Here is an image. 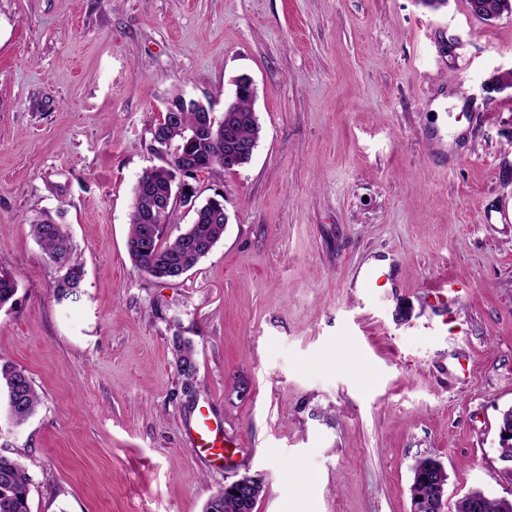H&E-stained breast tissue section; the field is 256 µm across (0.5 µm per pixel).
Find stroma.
<instances>
[{"instance_id":"stroma-1","label":"stroma","mask_w":512,"mask_h":512,"mask_svg":"<svg viewBox=\"0 0 512 512\" xmlns=\"http://www.w3.org/2000/svg\"><path fill=\"white\" fill-rule=\"evenodd\" d=\"M510 70L512 15L467 0H0V365L41 397L0 454L30 512H203L244 474L255 512H411L427 455L446 512L512 500ZM242 73L257 148L194 183L223 195L224 235L154 279L126 251L151 130L178 91L222 114ZM46 213L83 269L74 303L30 234ZM203 413L228 461L198 448ZM511 0H467L470 13L483 20L490 22L500 18L504 13H512ZM172 350L179 376L183 381L184 390L194 389L197 366L194 357V347L190 339L176 334L172 337Z\"/></svg>"}]
</instances>
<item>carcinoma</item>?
<instances>
[{"mask_svg": "<svg viewBox=\"0 0 512 512\" xmlns=\"http://www.w3.org/2000/svg\"><path fill=\"white\" fill-rule=\"evenodd\" d=\"M470 13L490 22L512 13V0H467ZM233 115L232 129L215 128L203 135L197 105L179 113L178 122L164 130L163 139L174 152L175 162L204 166L215 156L224 161L242 145H257L261 126L253 108L250 92H240L224 104ZM173 165L153 167L143 172L134 188L130 228L126 248L134 266L158 280H173L193 269L224 234V199L201 204L191 224L173 240H164L167 225L176 223L177 204L173 198ZM31 235L44 250L50 263L64 271L56 283L59 301L78 299L80 272L70 265L73 244L49 215L30 222ZM16 294V282L6 273L0 275V309ZM172 350L183 388L194 389L197 366L190 339L172 337ZM0 394L4 397L12 423L20 426L37 411L40 397L24 368L0 367ZM30 477L16 458L0 454V512H30ZM203 512H243L242 498L217 493L205 504Z\"/></svg>", "mask_w": 512, "mask_h": 512, "instance_id": "1", "label": "carcinoma"}]
</instances>
